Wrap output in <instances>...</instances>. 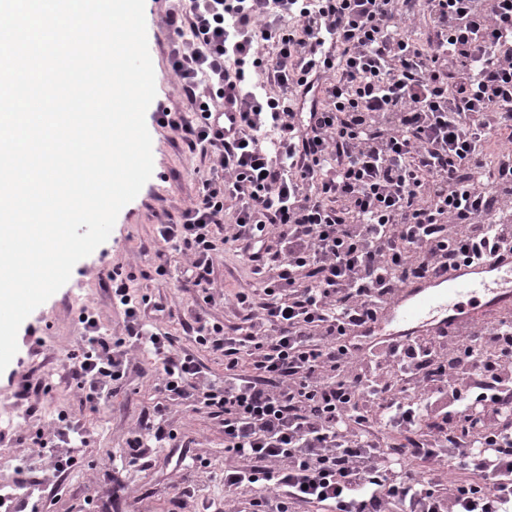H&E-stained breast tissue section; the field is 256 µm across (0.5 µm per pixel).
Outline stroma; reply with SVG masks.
Wrapping results in <instances>:
<instances>
[{
    "instance_id": "stroma-1",
    "label": "stroma",
    "mask_w": 512,
    "mask_h": 512,
    "mask_svg": "<svg viewBox=\"0 0 512 512\" xmlns=\"http://www.w3.org/2000/svg\"><path fill=\"white\" fill-rule=\"evenodd\" d=\"M168 6V0H145L148 47L156 84V96L149 106L153 113L185 109L169 61L170 45L176 36L161 21ZM147 128L154 162L151 178L121 210L108 240L77 262L69 281L36 308L18 331L17 356L0 373V429H11L12 417L24 409L23 401L14 395L20 374L30 373L36 381L59 368L65 351L82 332L79 316L83 310L96 312L112 335L122 334L124 315L112 307L106 286L98 278L103 267L119 263L132 271L138 293L169 310L163 324L178 347L190 345L183 312L188 306L200 304L201 298L178 276L156 275L157 245L152 227L167 217H178L196 199L201 180L208 173V163L199 153L190 151L177 132L159 127L152 120ZM214 279L216 286L229 294L256 287L248 265L229 249L218 259ZM150 382V375L132 374L109 406L87 412L94 437L70 472L61 476L46 474L40 512H86L84 500L91 495L96 498L97 512H181L174 500V487L182 479L187 458H207L215 476L223 471L224 440L213 421L180 407L171 419L178 433L176 440L150 449L144 463L129 468L125 474L129 496L113 503L111 459L121 453L138 419L150 410Z\"/></svg>"
}]
</instances>
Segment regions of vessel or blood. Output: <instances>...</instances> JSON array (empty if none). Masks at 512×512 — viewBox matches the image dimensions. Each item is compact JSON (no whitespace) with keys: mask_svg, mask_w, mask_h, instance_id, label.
I'll use <instances>...</instances> for the list:
<instances>
[{"mask_svg":"<svg viewBox=\"0 0 512 512\" xmlns=\"http://www.w3.org/2000/svg\"><path fill=\"white\" fill-rule=\"evenodd\" d=\"M512 307V252L437 273L401 289L378 320L362 329L366 341L454 332L488 313Z\"/></svg>","mask_w":512,"mask_h":512,"instance_id":"b4317fda","label":"vessel or blood"}]
</instances>
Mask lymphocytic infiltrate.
Wrapping results in <instances>:
<instances>
[{
	"mask_svg": "<svg viewBox=\"0 0 512 512\" xmlns=\"http://www.w3.org/2000/svg\"><path fill=\"white\" fill-rule=\"evenodd\" d=\"M165 24L182 95L231 107L240 128L228 139L156 113L212 166L178 219L154 225L155 271L180 254L203 302L242 322L185 314L195 349L224 359L212 374L176 349L134 273L107 268L123 333L84 311L61 370L96 411L151 357L155 404L119 470L176 439L183 405L224 433V512L243 489L251 512H512V324L354 341L406 285L512 251V0H186ZM227 248L255 292L215 288ZM43 389L18 381L27 452L0 512H24L43 465L69 472L93 438L66 409L42 424ZM208 466L187 464L179 506L211 512L195 478Z\"/></svg>",
	"mask_w": 512,
	"mask_h": 512,
	"instance_id": "1",
	"label": "lymphocytic infiltrate"
}]
</instances>
